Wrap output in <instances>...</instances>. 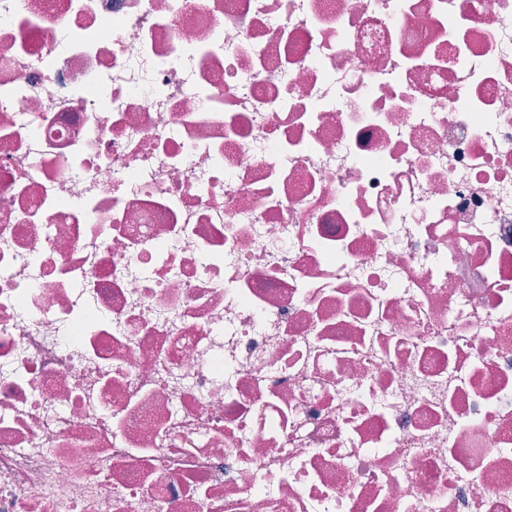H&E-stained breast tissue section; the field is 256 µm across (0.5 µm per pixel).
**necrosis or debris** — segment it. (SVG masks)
<instances>
[{
    "label": "necrosis or debris",
    "mask_w": 512,
    "mask_h": 512,
    "mask_svg": "<svg viewBox=\"0 0 512 512\" xmlns=\"http://www.w3.org/2000/svg\"><path fill=\"white\" fill-rule=\"evenodd\" d=\"M0 512H512V0H0Z\"/></svg>",
    "instance_id": "4bbe7bcc"
}]
</instances>
